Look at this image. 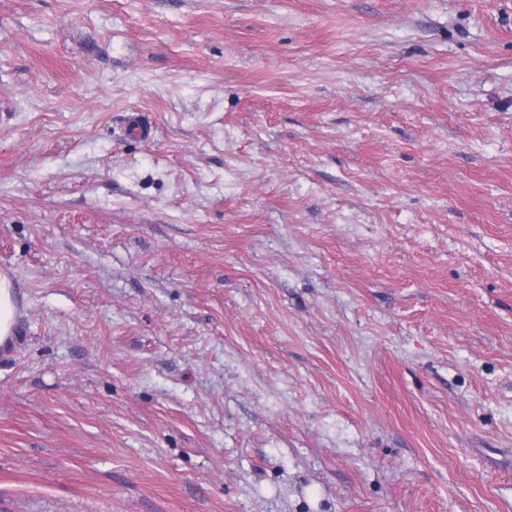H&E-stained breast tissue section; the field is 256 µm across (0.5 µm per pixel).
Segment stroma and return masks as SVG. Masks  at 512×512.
Returning a JSON list of instances; mask_svg holds the SVG:
<instances>
[{
    "label": "stroma",
    "mask_w": 512,
    "mask_h": 512,
    "mask_svg": "<svg viewBox=\"0 0 512 512\" xmlns=\"http://www.w3.org/2000/svg\"><path fill=\"white\" fill-rule=\"evenodd\" d=\"M0 273V512H512V0H0ZM16 323V305L13 283L7 275L0 274V346L13 337Z\"/></svg>",
    "instance_id": "1"
}]
</instances>
